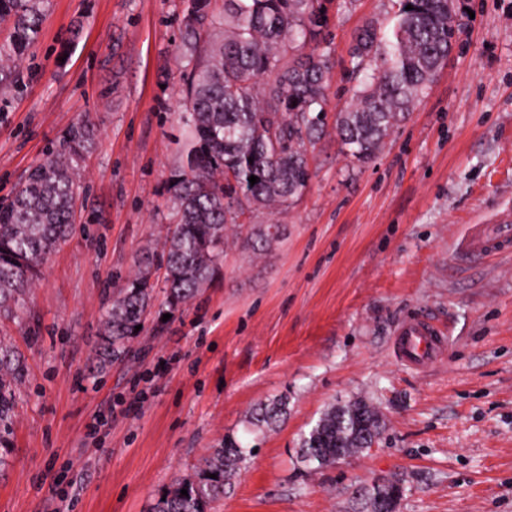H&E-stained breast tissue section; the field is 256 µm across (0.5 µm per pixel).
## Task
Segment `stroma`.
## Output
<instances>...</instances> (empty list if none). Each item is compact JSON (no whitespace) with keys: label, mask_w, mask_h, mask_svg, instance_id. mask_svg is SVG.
<instances>
[{"label":"stroma","mask_w":512,"mask_h":512,"mask_svg":"<svg viewBox=\"0 0 512 512\" xmlns=\"http://www.w3.org/2000/svg\"><path fill=\"white\" fill-rule=\"evenodd\" d=\"M459 44L372 162L327 129L302 198L268 219L261 255L229 245L223 273L184 310L148 316L128 355L98 367L105 308L171 221L186 62L183 0H48L38 39L0 90V202L82 117V220L42 266L28 311L0 315L21 355L0 433V512H152L226 435L251 456L216 512H368L372 485L404 488L397 512H512V252L466 256L474 224L512 208V0H461ZM386 0H335L329 111L365 22ZM424 318L447 339L422 368L393 350ZM288 416L254 434L258 404ZM378 404L383 439L326 469L298 443L331 406Z\"/></svg>","instance_id":"1"}]
</instances>
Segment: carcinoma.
<instances>
[{"mask_svg":"<svg viewBox=\"0 0 512 512\" xmlns=\"http://www.w3.org/2000/svg\"><path fill=\"white\" fill-rule=\"evenodd\" d=\"M391 32L370 21L353 37L343 73L347 105L329 114L333 0H185L182 46L193 62L184 76L183 140L167 192L173 203L161 253L144 252L103 318L100 365L125 356L135 327L194 301L221 273L234 239L254 254L280 242L285 229L261 214L287 208L311 179L308 153L333 120L345 153L361 163L379 154L431 88L460 28L459 0H390ZM45 0H0V87L18 82L17 62L36 39ZM413 9H407V5ZM94 125L83 119L58 149L25 172L0 204V313L24 307L40 269L78 219L75 171L91 147ZM259 182L250 184L249 177ZM20 357L0 340V423L11 416ZM288 414V399L258 405L255 432ZM385 430L382 413L364 399L332 406L299 439L305 467H333L369 450ZM247 449L231 436L189 475L162 492L155 512H213L232 489ZM217 478H211V475ZM187 494H181V490Z\"/></svg>","mask_w":512,"mask_h":512,"instance_id":"carcinoma-1","label":"carcinoma"}]
</instances>
